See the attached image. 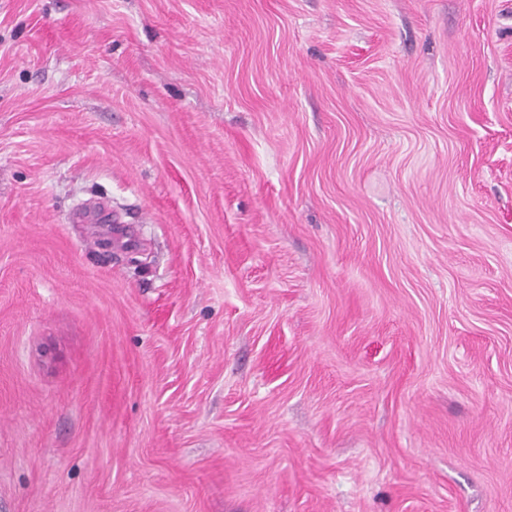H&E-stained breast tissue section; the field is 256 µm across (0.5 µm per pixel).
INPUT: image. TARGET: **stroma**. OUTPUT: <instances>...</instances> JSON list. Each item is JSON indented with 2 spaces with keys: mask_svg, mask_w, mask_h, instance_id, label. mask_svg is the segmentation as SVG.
I'll return each instance as SVG.
<instances>
[{
  "mask_svg": "<svg viewBox=\"0 0 512 512\" xmlns=\"http://www.w3.org/2000/svg\"><path fill=\"white\" fill-rule=\"evenodd\" d=\"M0 512H512V0H0Z\"/></svg>",
  "mask_w": 512,
  "mask_h": 512,
  "instance_id": "35a3bbf8",
  "label": "stroma"
}]
</instances>
